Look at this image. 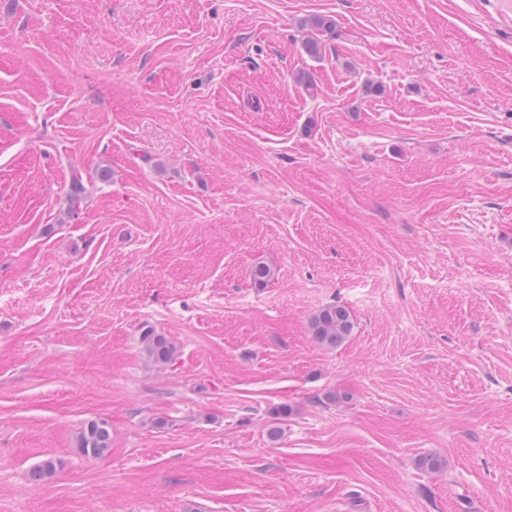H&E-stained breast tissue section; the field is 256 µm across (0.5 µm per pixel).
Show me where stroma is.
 <instances>
[{"label": "stroma", "mask_w": 512, "mask_h": 512, "mask_svg": "<svg viewBox=\"0 0 512 512\" xmlns=\"http://www.w3.org/2000/svg\"><path fill=\"white\" fill-rule=\"evenodd\" d=\"M0 512H512V0H0ZM312 338L325 347H336L344 342L354 328L350 312L340 305H328L319 309L310 319ZM140 341L148 358L157 364H167L175 356L174 345L165 336L157 335L151 329L142 333ZM76 442L78 451L86 459H100L111 450V426L104 420H91L81 428Z\"/></svg>", "instance_id": "1"}]
</instances>
